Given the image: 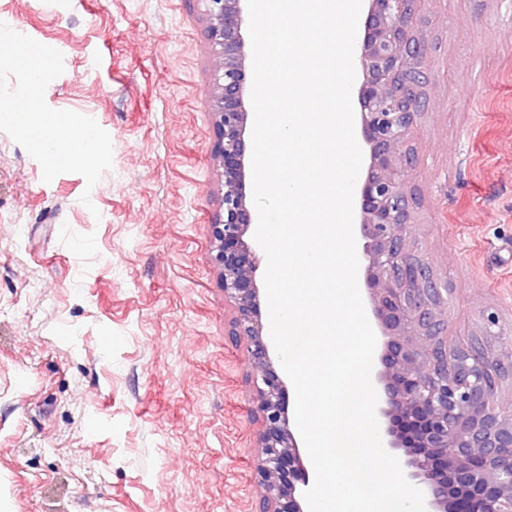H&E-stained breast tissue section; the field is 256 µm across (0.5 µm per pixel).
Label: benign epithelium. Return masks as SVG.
Returning <instances> with one entry per match:
<instances>
[{
    "label": "benign epithelium",
    "instance_id": "1",
    "mask_svg": "<svg viewBox=\"0 0 512 512\" xmlns=\"http://www.w3.org/2000/svg\"><path fill=\"white\" fill-rule=\"evenodd\" d=\"M215 77L209 98L212 161L224 192L211 228V262L233 304L228 336L247 341L256 386L263 495L256 512H308L310 473L289 414V391L270 353L257 285V213L249 203L251 127L245 0H205ZM355 43L359 121L369 162L354 196L369 310L385 343L372 381L386 450L424 493L426 512H512V400L491 379L512 362V341L496 354L448 347V280L417 246L414 154L408 143L426 98L428 48L418 35L426 0H368Z\"/></svg>",
    "mask_w": 512,
    "mask_h": 512
}]
</instances>
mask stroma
I'll list each match as a JSON object with an SVG mask.
<instances>
[{"label": "stroma", "mask_w": 512, "mask_h": 512, "mask_svg": "<svg viewBox=\"0 0 512 512\" xmlns=\"http://www.w3.org/2000/svg\"><path fill=\"white\" fill-rule=\"evenodd\" d=\"M203 0H0L57 43L51 108L108 132L94 188L0 132V512H253L255 380L211 264ZM411 146L448 332L512 331V0H427ZM90 204H83V191Z\"/></svg>", "instance_id": "stroma-1"}]
</instances>
